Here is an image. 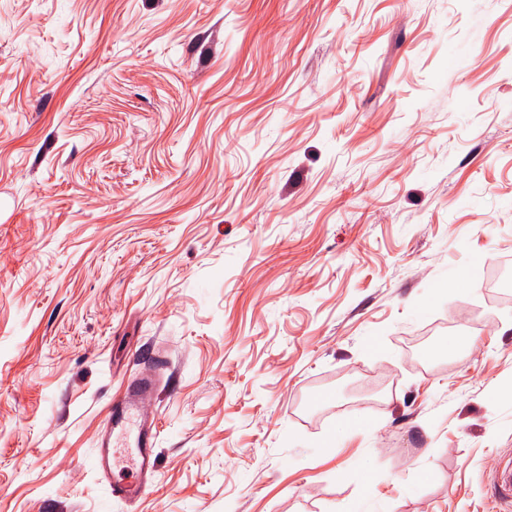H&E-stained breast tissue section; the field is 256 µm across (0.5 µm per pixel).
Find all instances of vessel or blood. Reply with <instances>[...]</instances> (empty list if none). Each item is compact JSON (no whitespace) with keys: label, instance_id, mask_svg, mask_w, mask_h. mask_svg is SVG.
Returning a JSON list of instances; mask_svg holds the SVG:
<instances>
[{"label":"vessel or blood","instance_id":"obj_1","mask_svg":"<svg viewBox=\"0 0 512 512\" xmlns=\"http://www.w3.org/2000/svg\"><path fill=\"white\" fill-rule=\"evenodd\" d=\"M162 367L159 361L145 366L127 382L121 397L106 408L89 466L105 482L109 499L135 503L154 482L158 437L154 405ZM122 455L134 467L135 481L115 476L113 461Z\"/></svg>","mask_w":512,"mask_h":512}]
</instances>
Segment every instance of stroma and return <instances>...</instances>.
Returning <instances> with one entry per match:
<instances>
[{"label": "stroma", "instance_id": "obj_1", "mask_svg": "<svg viewBox=\"0 0 512 512\" xmlns=\"http://www.w3.org/2000/svg\"><path fill=\"white\" fill-rule=\"evenodd\" d=\"M510 253L512 0H0V512H512ZM161 361L145 366L129 380L122 396L108 404L97 436L90 468L107 486L108 498L101 512H109L113 499L134 504L150 489L157 472L155 448L158 421L154 412L160 386ZM126 456L136 470V480L127 482L113 472L114 458Z\"/></svg>", "mask_w": 512, "mask_h": 512}]
</instances>
